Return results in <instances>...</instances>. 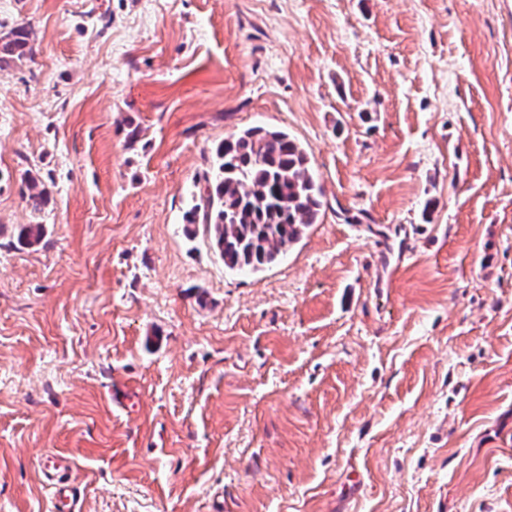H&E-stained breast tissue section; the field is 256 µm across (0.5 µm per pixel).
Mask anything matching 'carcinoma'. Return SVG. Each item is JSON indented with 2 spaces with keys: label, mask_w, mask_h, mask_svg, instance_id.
<instances>
[{
  "label": "carcinoma",
  "mask_w": 512,
  "mask_h": 512,
  "mask_svg": "<svg viewBox=\"0 0 512 512\" xmlns=\"http://www.w3.org/2000/svg\"><path fill=\"white\" fill-rule=\"evenodd\" d=\"M33 56L24 26L0 37V60ZM218 173L185 215L188 224L207 228L214 250L232 271H261L274 264L312 224L322 207L305 150L288 132L261 126L232 135L215 150ZM28 205L39 211L47 191L29 182ZM46 235L42 224L22 227L20 241L29 247Z\"/></svg>",
  "instance_id": "carcinoma-1"
}]
</instances>
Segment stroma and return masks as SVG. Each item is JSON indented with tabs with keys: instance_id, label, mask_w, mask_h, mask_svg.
I'll use <instances>...</instances> for the list:
<instances>
[{
	"instance_id": "obj_1",
	"label": "stroma",
	"mask_w": 512,
	"mask_h": 512,
	"mask_svg": "<svg viewBox=\"0 0 512 512\" xmlns=\"http://www.w3.org/2000/svg\"><path fill=\"white\" fill-rule=\"evenodd\" d=\"M20 24L0 512H49L48 452L76 512H512V0H0ZM256 125L324 195L245 274L184 214Z\"/></svg>"
}]
</instances>
